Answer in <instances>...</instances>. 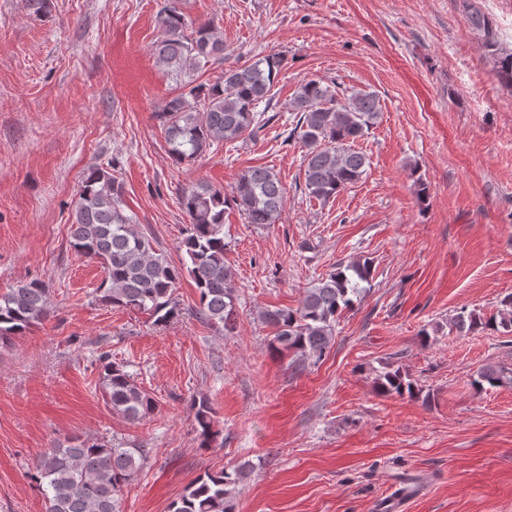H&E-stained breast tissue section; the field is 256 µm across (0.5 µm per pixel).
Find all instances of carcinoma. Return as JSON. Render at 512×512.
I'll list each match as a JSON object with an SVG mask.
<instances>
[{
	"label": "carcinoma",
	"mask_w": 512,
	"mask_h": 512,
	"mask_svg": "<svg viewBox=\"0 0 512 512\" xmlns=\"http://www.w3.org/2000/svg\"><path fill=\"white\" fill-rule=\"evenodd\" d=\"M466 20L483 33V46L499 80L512 87V52H501L496 31L484 14L474 10ZM159 27L163 39L155 46L153 58L165 71L178 77L224 62V41L213 22L193 25L173 5L160 12ZM284 63L285 57L277 53L246 66L232 65L215 79L190 85L168 99L157 119L173 162H189L214 145L255 135L258 104L270 102ZM288 111L297 117L296 133L305 147L304 185L309 197L326 202L362 178L369 160L354 145L379 119L381 105L375 94L310 79L298 87ZM123 196V184L108 169L92 167L83 176L71 209L70 246L101 264L103 300L165 325L179 315L174 293L185 270L198 291L200 318L219 330L233 328L238 309L224 242L225 208H236L247 224L276 223L286 200L278 175L267 167H251L229 196L204 181L184 191L180 205L189 217V227L181 242L188 258L183 270L172 265L150 237L133 229L135 220L125 212ZM373 272L374 263L368 257L341 261L308 289L298 308L262 311L260 321L274 329L273 348L301 357H322L332 344L336 318L361 298ZM49 313V289L41 281L1 292L0 341L25 333ZM448 328L461 335L483 330L511 335L512 293L500 301L496 313L459 311L448 318ZM96 361L102 396L112 413L137 422L154 411L153 396L112 361L110 352H100ZM472 384L479 389L512 384V368L485 366ZM375 386L387 396L420 393L409 373L395 362L383 364ZM191 406L200 446L209 448L217 437L215 410L204 397L193 398ZM151 460L152 449L142 444L76 437L42 452L33 479L46 512H119L124 489ZM249 470L247 464L231 472L204 473L171 503L169 512H235L230 486Z\"/></svg>",
	"instance_id": "cac0c4a2"
}]
</instances>
